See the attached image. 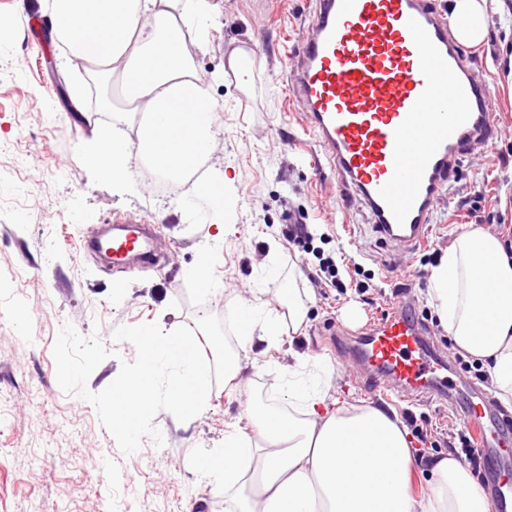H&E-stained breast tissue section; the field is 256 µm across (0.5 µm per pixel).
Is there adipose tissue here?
<instances>
[{
    "mask_svg": "<svg viewBox=\"0 0 512 512\" xmlns=\"http://www.w3.org/2000/svg\"><path fill=\"white\" fill-rule=\"evenodd\" d=\"M66 61L88 78L112 81L125 104L112 129L92 127L88 159L113 180H132V161L183 178L207 162L218 104L197 71L192 47L215 24L212 0H45ZM452 20L466 46L485 36L483 0H454ZM137 128L136 140L123 132ZM429 296L460 353L487 369L503 404L512 403V253L478 227L462 232L433 267ZM311 297L288 291L284 310L260 296L242 299L239 339L255 359L271 358L283 332L307 321ZM332 371L289 355L288 411L254 404L246 416L256 437L224 436L202 468L233 498L225 512H490L470 471L453 455L430 459L429 491H410L416 471L407 431L396 412L364 402L330 406Z\"/></svg>",
    "mask_w": 512,
    "mask_h": 512,
    "instance_id": "1",
    "label": "adipose tissue"
}]
</instances>
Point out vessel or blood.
<instances>
[{
  "instance_id": "obj_1",
  "label": "vessel or blood",
  "mask_w": 512,
  "mask_h": 512,
  "mask_svg": "<svg viewBox=\"0 0 512 512\" xmlns=\"http://www.w3.org/2000/svg\"><path fill=\"white\" fill-rule=\"evenodd\" d=\"M290 83L339 184L368 209L381 238L406 249L425 242L450 177L497 122L491 88L436 0H316ZM110 239L114 269L155 254L153 225L117 218ZM351 353L365 382L420 398L453 396L446 364L407 304L381 317ZM465 421L492 512H512L504 478L512 460L496 425L478 410Z\"/></svg>"
}]
</instances>
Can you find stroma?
<instances>
[{"instance_id":"obj_1","label":"stroma","mask_w":512,"mask_h":512,"mask_svg":"<svg viewBox=\"0 0 512 512\" xmlns=\"http://www.w3.org/2000/svg\"><path fill=\"white\" fill-rule=\"evenodd\" d=\"M214 2L215 28L195 61L224 106L215 148L200 171L232 185L223 234L193 180L164 193L141 164L133 166L131 187L88 166L90 128L82 113L112 95V85L91 87L73 104L62 48L40 0H0V14L12 18L0 40V512H224L223 486L199 473L203 457L223 447L225 432L252 433L244 416L248 405L287 406V358L255 363L241 355L246 388L214 385L205 409L186 422L159 412L153 423L162 444L146 437L128 455L90 402L59 387L52 349L67 323L82 336L98 335L115 352L86 383L89 391H101L121 361L136 357L131 343L114 340L118 327L160 320L168 331L193 329L202 315L224 316L232 302L264 287L268 261L278 265L281 279L313 295L306 327L282 335L281 347L333 367L345 398L394 410L422 459L461 454L462 413L432 399L366 390L339 341L343 334L364 335L403 294L414 297L428 339L449 370L473 387L492 417H512V406L500 402L488 380L456 362L454 343L428 297L432 268L468 226L499 236L512 230V73L505 68L512 60V14L502 0H487V35L471 52L492 73L495 134L475 146L451 178L433 212L430 242L414 253L385 244L368 210L339 191L290 100V57L315 0ZM242 44L256 60L243 90L220 77L228 51ZM477 194L483 201L475 217L469 200ZM116 213L156 226L160 264L116 273L88 251L90 238ZM295 224L312 231L310 247L289 242ZM321 253L335 258L342 288L317 279ZM202 256L223 290L206 292L189 278L188 268ZM355 262L374 274L368 291L348 270ZM19 312L26 317L22 330L14 323Z\"/></svg>"}]
</instances>
